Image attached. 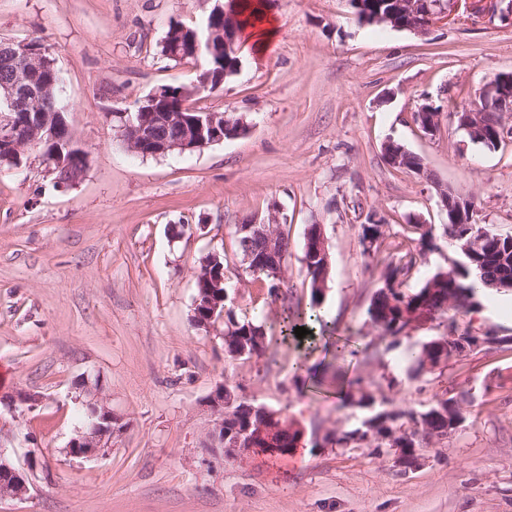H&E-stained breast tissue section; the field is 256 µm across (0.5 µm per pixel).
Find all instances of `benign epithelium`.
<instances>
[{
  "label": "benign epithelium",
  "instance_id": "benign-epithelium-1",
  "mask_svg": "<svg viewBox=\"0 0 512 512\" xmlns=\"http://www.w3.org/2000/svg\"><path fill=\"white\" fill-rule=\"evenodd\" d=\"M466 5L472 15L484 13L497 14L503 20H512V11L501 10V0H392L393 8L387 13L377 12L372 16L376 24H392L424 35L442 20L448 19L459 3ZM238 16L230 13L224 5L217 4L211 14L203 34L195 35L189 48L194 56L205 52L212 57L214 68L205 70L198 82L183 87L178 92L182 96L181 105H170L172 91L161 87L150 93L141 104V111L120 116V137L127 148L139 155L159 156L179 151L196 152L224 141L228 128L232 126L219 112L194 111L186 106V101L196 95L204 86L216 79L224 82L236 74L237 69L222 68L224 57L235 51ZM0 59L9 67V78L0 85V153L11 157L19 156L29 150H37L42 144L56 143L50 157L46 158L48 167H64L68 162L64 158L83 157L81 152H73V144L55 137L41 124V108L47 103L51 89L38 80V76L48 69H54L56 60L47 56V51L36 46L32 40H0ZM481 99L486 109L461 106L457 109L458 126L472 140L479 139L476 131L485 125V112H512V75L505 74L483 85ZM440 112L431 105L422 106L415 114L418 124L428 133L437 130ZM176 125L179 135L174 138L154 137V127L158 120ZM70 151L66 156L63 150ZM439 197L448 211V223L469 224L475 210V200L464 198L448 188L439 189ZM261 229L267 239V253L280 254L281 237L277 225L275 209H270L268 219H256L251 225L241 229L247 233ZM205 326L211 328L224 320V297L210 302ZM484 344L477 338L476 343L467 345L453 329H448V350L451 356H459ZM212 424L209 431L211 444L209 449L221 451L229 457H238L256 449V443L263 441L274 443L275 423L278 413L265 406L244 404L232 395L225 393L224 387H218L208 399ZM246 413L245 424L236 437V447H224V428L229 426L235 413ZM86 427L77 431V435L67 445L68 453L76 458H91L105 453L112 447V437L116 433L117 419L103 403L86 404ZM29 492L28 481L5 456L0 448V499L18 498Z\"/></svg>",
  "mask_w": 512,
  "mask_h": 512
}]
</instances>
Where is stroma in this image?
<instances>
[{"instance_id": "obj_1", "label": "stroma", "mask_w": 512, "mask_h": 512, "mask_svg": "<svg viewBox=\"0 0 512 512\" xmlns=\"http://www.w3.org/2000/svg\"><path fill=\"white\" fill-rule=\"evenodd\" d=\"M267 2L279 21L273 51L242 50L223 88L189 101L243 119L246 132L143 157L123 145L118 115L160 87L194 83L200 61L169 60L162 44L172 23L200 26L216 0H0V40L53 52L65 119L88 155L68 187L36 151L0 167V450L30 488L0 500V512H512V288L454 317L497 343L417 375L409 352L447 335L449 318L398 336L375 325L368 308L384 266L359 237L368 218L385 224V256L408 248L404 227L432 226L413 292L450 265L438 185L474 197V223L512 235V138L473 143L454 110L512 73V21L460 10L420 36L359 22L350 0ZM427 104L441 111L431 134L415 120ZM390 139L425 174L388 165ZM272 209L288 239L276 299L243 272L233 234ZM312 224L330 256L319 311L335 333L284 342L282 317L312 299L302 261ZM213 251L229 262V307L263 326L261 356L229 357L223 325L192 320L196 276ZM336 336L376 358L334 360ZM300 360L308 370L298 376ZM222 384L288 416L301 431L297 451H207L206 401ZM361 387L389 410L455 397L463 419L404 473L388 451L327 443L370 416L351 403ZM23 391L41 403H15ZM90 397L121 430L104 455L73 458L66 447Z\"/></svg>"}]
</instances>
